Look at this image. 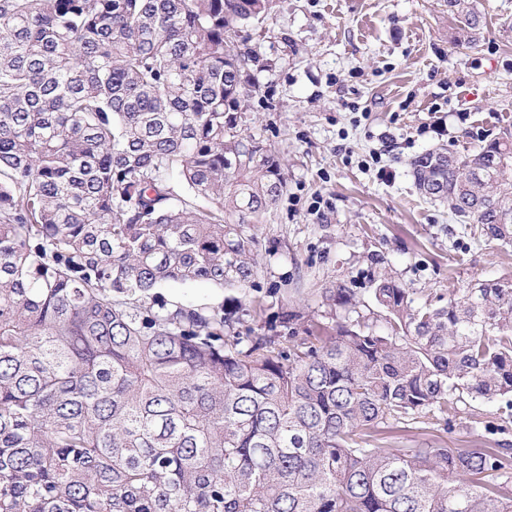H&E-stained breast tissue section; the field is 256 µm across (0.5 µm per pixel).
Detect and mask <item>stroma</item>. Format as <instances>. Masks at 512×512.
I'll return each mask as SVG.
<instances>
[{"label":"stroma","mask_w":512,"mask_h":512,"mask_svg":"<svg viewBox=\"0 0 512 512\" xmlns=\"http://www.w3.org/2000/svg\"><path fill=\"white\" fill-rule=\"evenodd\" d=\"M474 5L483 34L458 48L448 0H275L249 42L246 128L275 151L286 182L255 228L258 275L246 290L201 285L179 297L238 298L250 311L243 327L257 329L285 305L316 311L321 289L343 280L363 313L378 275L433 305L448 289L512 275V243L458 223L410 174L427 150L472 152L512 133V0ZM368 444L512 448V418L468 400L450 420L426 415Z\"/></svg>","instance_id":"stroma-1"}]
</instances>
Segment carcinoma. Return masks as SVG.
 I'll return each mask as SVG.
<instances>
[{
    "label": "carcinoma",
    "instance_id": "obj_1",
    "mask_svg": "<svg viewBox=\"0 0 512 512\" xmlns=\"http://www.w3.org/2000/svg\"><path fill=\"white\" fill-rule=\"evenodd\" d=\"M274 0H0V512H512V448H365L464 397L512 412V277L236 329L285 188L244 133ZM453 43L483 28L448 0ZM419 194L512 240V135L415 156ZM201 199L205 204L199 205Z\"/></svg>",
    "mask_w": 512,
    "mask_h": 512
}]
</instances>
